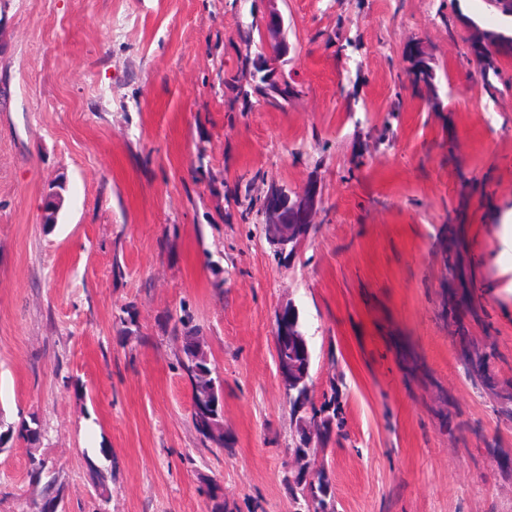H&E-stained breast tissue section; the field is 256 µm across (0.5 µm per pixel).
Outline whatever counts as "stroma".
Instances as JSON below:
<instances>
[{
	"instance_id": "obj_1",
	"label": "stroma",
	"mask_w": 512,
	"mask_h": 512,
	"mask_svg": "<svg viewBox=\"0 0 512 512\" xmlns=\"http://www.w3.org/2000/svg\"><path fill=\"white\" fill-rule=\"evenodd\" d=\"M298 90L243 104L242 35L270 8ZM470 0H0V424L37 418L66 512H288L293 428L273 320L297 308L315 392L346 438L338 512H512V422L465 380L449 300L512 383V88L474 79ZM432 56V111L406 48ZM321 188L291 259L261 232L272 186ZM60 192L56 224L42 222ZM189 312L224 380L203 447L174 331ZM136 327L124 337L120 321ZM116 462L100 497L87 458ZM0 452V512L38 489Z\"/></svg>"
}]
</instances>
